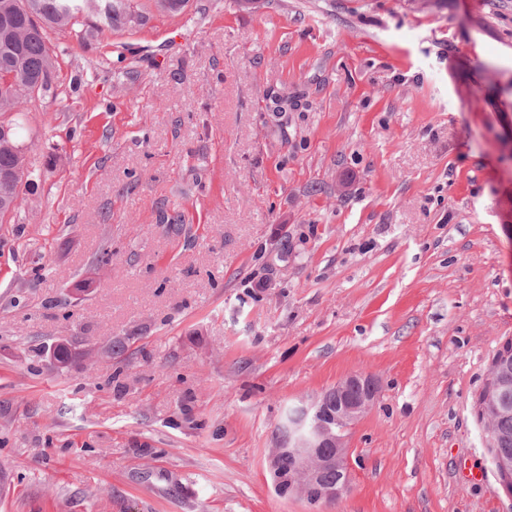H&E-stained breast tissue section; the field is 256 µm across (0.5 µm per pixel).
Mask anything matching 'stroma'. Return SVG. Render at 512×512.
Wrapping results in <instances>:
<instances>
[{"instance_id": "obj_1", "label": "stroma", "mask_w": 512, "mask_h": 512, "mask_svg": "<svg viewBox=\"0 0 512 512\" xmlns=\"http://www.w3.org/2000/svg\"><path fill=\"white\" fill-rule=\"evenodd\" d=\"M51 42L0 224V512H512L476 410L512 339V0H190ZM65 339L125 350L39 356ZM360 371L348 491L278 496L284 411Z\"/></svg>"}]
</instances>
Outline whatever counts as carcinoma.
Wrapping results in <instances>:
<instances>
[{
  "label": "carcinoma",
  "instance_id": "1",
  "mask_svg": "<svg viewBox=\"0 0 512 512\" xmlns=\"http://www.w3.org/2000/svg\"><path fill=\"white\" fill-rule=\"evenodd\" d=\"M188 4L189 0H151L150 10L176 17ZM149 19L135 0H0V130L6 129L0 134V173L18 172L14 186L0 192V224L17 214L24 191L38 178L25 163L19 122L3 116L54 92L60 53L48 44L47 31L73 33L85 48ZM494 439V451L512 460V406L494 417Z\"/></svg>",
  "mask_w": 512,
  "mask_h": 512
}]
</instances>
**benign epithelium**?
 Here are the masks:
<instances>
[{"mask_svg":"<svg viewBox=\"0 0 512 512\" xmlns=\"http://www.w3.org/2000/svg\"><path fill=\"white\" fill-rule=\"evenodd\" d=\"M379 379L370 373L348 375L327 391L302 399L279 422L278 441L266 459V469L277 494L292 496L317 505L338 502L349 488V446L346 431L374 404ZM509 385L499 383L495 396L478 402L479 411L493 443V415L507 407ZM288 457V477L282 476V460ZM500 487L512 495V461L498 456ZM336 473V482L325 484V472Z\"/></svg>","mask_w":512,"mask_h":512,"instance_id":"7a95c632","label":"benign epithelium"}]
</instances>
